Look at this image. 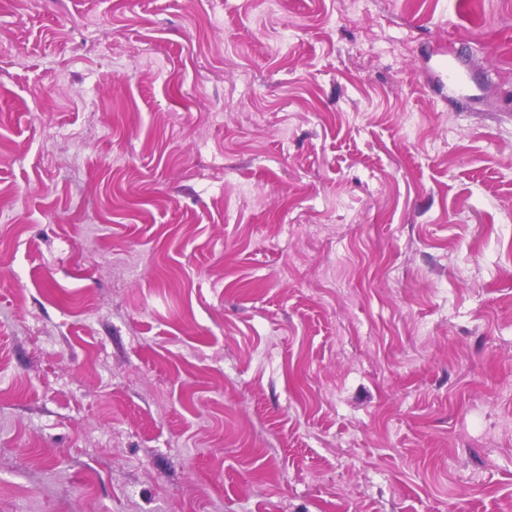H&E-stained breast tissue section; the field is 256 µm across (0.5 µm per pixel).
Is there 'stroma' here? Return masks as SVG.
<instances>
[{
    "instance_id": "1",
    "label": "stroma",
    "mask_w": 512,
    "mask_h": 512,
    "mask_svg": "<svg viewBox=\"0 0 512 512\" xmlns=\"http://www.w3.org/2000/svg\"><path fill=\"white\" fill-rule=\"evenodd\" d=\"M512 0H0V512H512Z\"/></svg>"
}]
</instances>
